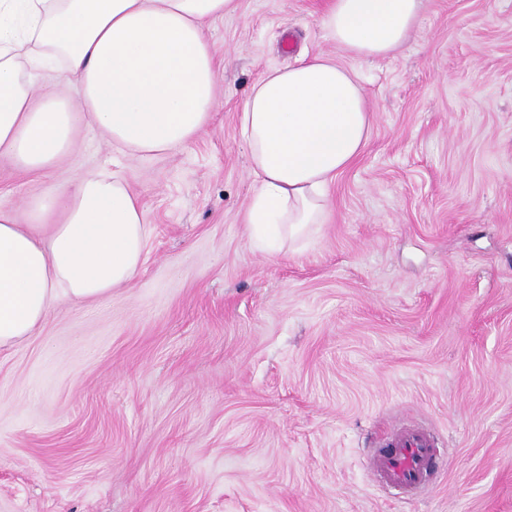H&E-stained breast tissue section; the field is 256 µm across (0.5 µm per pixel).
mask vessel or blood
<instances>
[{
    "label": "vessel or blood",
    "mask_w": 512,
    "mask_h": 512,
    "mask_svg": "<svg viewBox=\"0 0 512 512\" xmlns=\"http://www.w3.org/2000/svg\"><path fill=\"white\" fill-rule=\"evenodd\" d=\"M436 451V439L429 431L404 428L380 438L370 469L381 484L413 494L431 470Z\"/></svg>",
    "instance_id": "obj_1"
}]
</instances>
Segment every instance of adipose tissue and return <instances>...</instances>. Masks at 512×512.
I'll list each match as a JSON object with an SVG mask.
<instances>
[{
	"label": "adipose tissue",
	"instance_id": "ef3b65f1",
	"mask_svg": "<svg viewBox=\"0 0 512 512\" xmlns=\"http://www.w3.org/2000/svg\"><path fill=\"white\" fill-rule=\"evenodd\" d=\"M235 0H0V158L42 177L77 145V125L150 158L196 138L214 104L209 29ZM421 0H325L319 24L349 64L316 53L269 71L240 118L252 201L243 220L271 252L327 223L330 189L360 157L372 113L357 67L394 54ZM62 68L77 98L34 88ZM149 230L116 173L55 182L23 208L0 202V347L19 344L58 301L95 302L131 283Z\"/></svg>",
	"mask_w": 512,
	"mask_h": 512
}]
</instances>
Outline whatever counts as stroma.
Here are the masks:
<instances>
[{
    "label": "stroma",
    "instance_id": "stroma-1",
    "mask_svg": "<svg viewBox=\"0 0 512 512\" xmlns=\"http://www.w3.org/2000/svg\"><path fill=\"white\" fill-rule=\"evenodd\" d=\"M323 0H236L210 29L207 129L138 158L81 127L50 173L105 168L152 234L138 276L0 348V512H512V0H422L363 63L369 142L303 247L250 241L239 115L321 52ZM394 426L424 490L369 469ZM436 451V439L429 431L404 428L380 438L370 469L381 484L414 494L431 470Z\"/></svg>",
    "mask_w": 512,
    "mask_h": 512
}]
</instances>
